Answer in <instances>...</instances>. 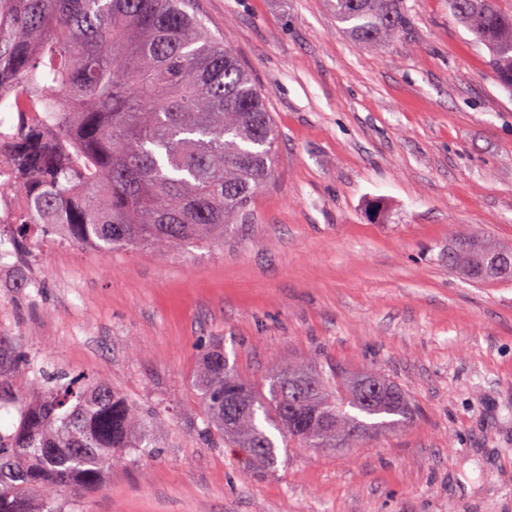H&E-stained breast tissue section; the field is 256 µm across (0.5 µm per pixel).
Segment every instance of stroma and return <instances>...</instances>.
<instances>
[{
  "label": "stroma",
  "instance_id": "obj_1",
  "mask_svg": "<svg viewBox=\"0 0 512 512\" xmlns=\"http://www.w3.org/2000/svg\"><path fill=\"white\" fill-rule=\"evenodd\" d=\"M353 42L328 0H194L279 131L276 169L221 244L158 256L57 240L0 277V336L106 385L155 423L76 512H512V280L448 250L512 249V93L448 0ZM258 383L276 361L380 369L418 409L347 455L275 471L197 432L213 344ZM493 246L495 245L491 244L483 237L461 239L453 247L454 251H452V255L448 252V265H454L455 261L460 256L468 260L471 264V268L484 265L490 252L502 255L499 252L493 251Z\"/></svg>",
  "mask_w": 512,
  "mask_h": 512
}]
</instances>
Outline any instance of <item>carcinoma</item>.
I'll return each mask as SVG.
<instances>
[{"mask_svg":"<svg viewBox=\"0 0 512 512\" xmlns=\"http://www.w3.org/2000/svg\"><path fill=\"white\" fill-rule=\"evenodd\" d=\"M490 49L512 91V14L496 0H450ZM337 22L362 44L402 31L405 0H331ZM189 0H0V107L35 123L0 147L28 197L0 237V258L59 235L99 251L143 245L164 255L224 242L270 179L278 132L260 93ZM493 244L459 240L448 264H485ZM196 388L200 432L217 434L252 469L278 462L270 429L288 445L357 446L403 426L405 391L371 369L342 384L308 366L277 364L263 385L241 379L224 350L206 356ZM0 512H66L128 453L154 447L148 416L107 386L50 373L0 339Z\"/></svg>","mask_w":512,"mask_h":512,"instance_id":"cac0c4a2","label":"carcinoma"}]
</instances>
